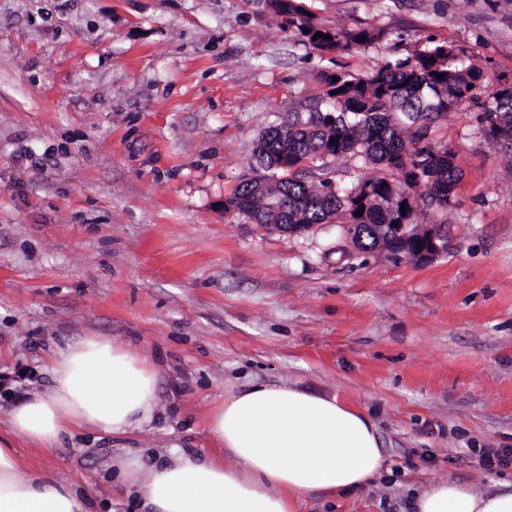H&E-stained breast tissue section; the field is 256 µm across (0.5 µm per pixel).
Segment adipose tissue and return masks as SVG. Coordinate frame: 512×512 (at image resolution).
<instances>
[{"instance_id":"1","label":"adipose tissue","mask_w":512,"mask_h":512,"mask_svg":"<svg viewBox=\"0 0 512 512\" xmlns=\"http://www.w3.org/2000/svg\"><path fill=\"white\" fill-rule=\"evenodd\" d=\"M53 385L14 409L0 435V512H85L52 474L20 477L14 438L57 447L70 429L136 433L155 418L154 362L100 336L57 348ZM209 431L225 460L193 459L172 447L167 460L119 461V484L148 512H297L312 491L342 494L368 486L384 469L375 424L329 394L256 383L225 397ZM415 512H512V491L442 480L416 496Z\"/></svg>"}]
</instances>
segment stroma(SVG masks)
<instances>
[{
	"instance_id": "stroma-1",
	"label": "stroma",
	"mask_w": 512,
	"mask_h": 512,
	"mask_svg": "<svg viewBox=\"0 0 512 512\" xmlns=\"http://www.w3.org/2000/svg\"><path fill=\"white\" fill-rule=\"evenodd\" d=\"M313 24L381 31L338 53L266 0H0V375L48 389L52 353L101 336L151 358L159 419L61 447L17 440L21 476L53 474L86 512H137L114 460L218 453L212 409L256 383L334 394L375 423L385 473L299 512H414L440 479L512 489L474 448H512V144L482 120L512 82V0H299ZM481 71L432 146L457 157L448 248L392 264L343 229L267 231L224 200L269 126L324 90L436 43Z\"/></svg>"
}]
</instances>
